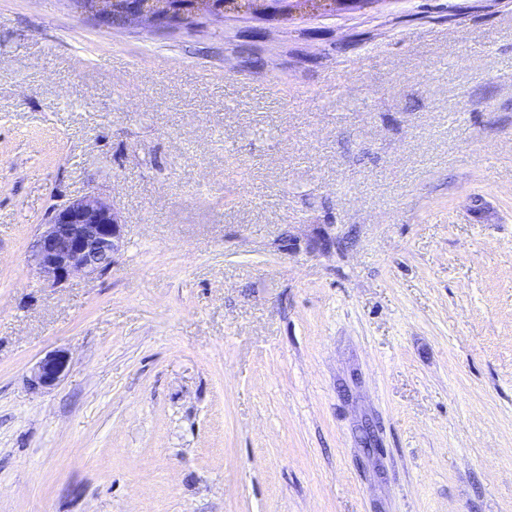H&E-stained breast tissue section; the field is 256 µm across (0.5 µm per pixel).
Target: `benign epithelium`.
<instances>
[{
  "label": "benign epithelium",
  "instance_id": "1",
  "mask_svg": "<svg viewBox=\"0 0 512 512\" xmlns=\"http://www.w3.org/2000/svg\"><path fill=\"white\" fill-rule=\"evenodd\" d=\"M155 0H142L128 19L142 24L177 25L169 13H155ZM123 246V224L114 207L93 193L53 208L39 225L32 250L38 273L54 286L74 275L95 278L107 273ZM71 357L65 349L49 351L32 368V389H51L68 372Z\"/></svg>",
  "mask_w": 512,
  "mask_h": 512
}]
</instances>
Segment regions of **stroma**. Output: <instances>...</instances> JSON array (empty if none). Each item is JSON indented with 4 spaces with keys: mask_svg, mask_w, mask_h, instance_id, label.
<instances>
[{
    "mask_svg": "<svg viewBox=\"0 0 512 512\" xmlns=\"http://www.w3.org/2000/svg\"><path fill=\"white\" fill-rule=\"evenodd\" d=\"M86 192L124 246L51 285ZM0 512H512V0H0ZM155 0H142L137 4V8L128 14L129 20H135L142 24H166V25H177L181 24V20L174 18L172 12H169L166 16H159L155 13L157 6ZM147 19V20H146ZM122 246L118 212L95 194L86 193L47 214L39 224L32 257L40 276L58 286L74 275H104ZM71 357L65 349L49 351L32 368L27 383L32 389H51L68 372Z\"/></svg>",
    "mask_w": 512,
    "mask_h": 512,
    "instance_id": "stroma-1",
    "label": "stroma"
}]
</instances>
